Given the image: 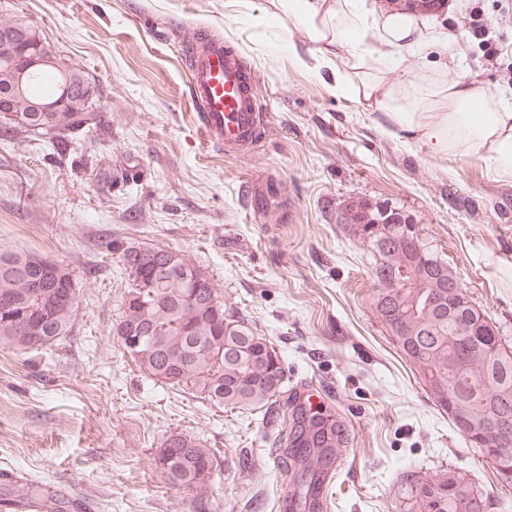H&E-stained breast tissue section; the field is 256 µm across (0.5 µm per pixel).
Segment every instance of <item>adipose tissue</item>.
Returning a JSON list of instances; mask_svg holds the SVG:
<instances>
[{"label": "adipose tissue", "instance_id": "1", "mask_svg": "<svg viewBox=\"0 0 512 512\" xmlns=\"http://www.w3.org/2000/svg\"><path fill=\"white\" fill-rule=\"evenodd\" d=\"M262 19L299 30L304 45L291 49L295 64L360 99L387 134L434 156L477 155L500 178H512L511 103L467 83L453 63L417 83L398 79L400 51L418 38L410 15L388 14L374 46L365 40L361 0H269Z\"/></svg>", "mask_w": 512, "mask_h": 512}]
</instances>
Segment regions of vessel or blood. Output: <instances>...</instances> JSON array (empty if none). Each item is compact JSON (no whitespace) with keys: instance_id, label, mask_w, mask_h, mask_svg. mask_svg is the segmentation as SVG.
<instances>
[{"instance_id":"obj_1","label":"vessel or blood","mask_w":512,"mask_h":512,"mask_svg":"<svg viewBox=\"0 0 512 512\" xmlns=\"http://www.w3.org/2000/svg\"><path fill=\"white\" fill-rule=\"evenodd\" d=\"M186 66L190 99L207 141L232 151L250 143L261 104L250 69L223 41L198 36Z\"/></svg>"}]
</instances>
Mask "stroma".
Masks as SVG:
<instances>
[{
	"label": "stroma",
	"instance_id": "35a3bbf8",
	"mask_svg": "<svg viewBox=\"0 0 512 512\" xmlns=\"http://www.w3.org/2000/svg\"><path fill=\"white\" fill-rule=\"evenodd\" d=\"M508 56L492 62L465 29L474 3ZM268 0H0L47 47L83 68L108 131L62 143H0V245L76 269L71 336L22 356L0 345V470L17 486L83 502L85 512H285L304 482L282 483L288 409L239 414L142 374L112 334L128 286L104 244L164 245L205 268L226 308L255 322L284 359L298 402L340 414L350 443L326 512H419L412 480L455 469L512 502L439 412L374 305L370 256L336 220L363 199L413 218L424 242L512 341V180L476 156L439 157L385 134L375 113L298 67L289 29L260 24ZM506 0H446L415 13L408 79L437 66L448 40L467 80L512 102ZM202 32L256 74L269 114L249 149L207 143L195 120L184 51ZM217 451L205 489L169 485L156 466L167 435Z\"/></svg>",
	"mask_w": 512,
	"mask_h": 512
}]
</instances>
